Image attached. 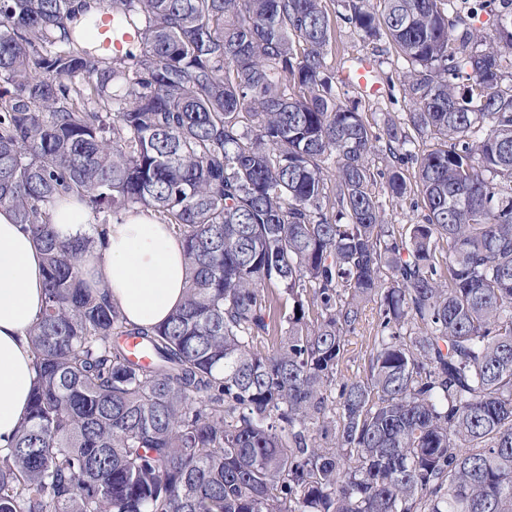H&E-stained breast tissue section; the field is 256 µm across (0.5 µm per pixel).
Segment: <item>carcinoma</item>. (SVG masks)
<instances>
[{"instance_id": "obj_1", "label": "carcinoma", "mask_w": 512, "mask_h": 512, "mask_svg": "<svg viewBox=\"0 0 512 512\" xmlns=\"http://www.w3.org/2000/svg\"><path fill=\"white\" fill-rule=\"evenodd\" d=\"M96 2L135 50L75 31L86 0H0V207L45 271L0 512H512V15L341 0L401 59L412 110L381 136L323 0ZM409 169L421 219L397 226L373 186L401 200ZM70 194L96 228L140 208L180 234L165 323L87 284L94 240L52 224ZM370 303L367 374L338 383Z\"/></svg>"}]
</instances>
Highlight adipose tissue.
I'll return each mask as SVG.
<instances>
[{
    "label": "adipose tissue",
    "instance_id": "obj_1",
    "mask_svg": "<svg viewBox=\"0 0 512 512\" xmlns=\"http://www.w3.org/2000/svg\"><path fill=\"white\" fill-rule=\"evenodd\" d=\"M52 220L62 237L89 229V213L76 197L57 200ZM84 277L108 290L127 321L154 327L182 303L187 268L183 245L151 212L111 221L85 263ZM44 305L41 252L13 211L0 207V447H7L28 412L35 379L28 331Z\"/></svg>",
    "mask_w": 512,
    "mask_h": 512
}]
</instances>
